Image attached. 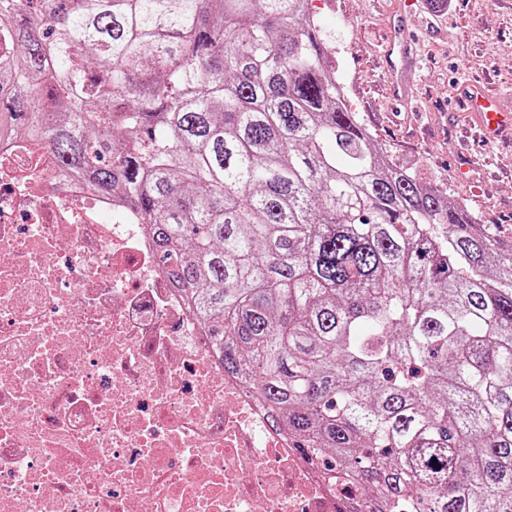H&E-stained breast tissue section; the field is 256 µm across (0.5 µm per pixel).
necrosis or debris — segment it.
Segmentation results:
<instances>
[{"label": "necrosis or debris", "mask_w": 512, "mask_h": 512, "mask_svg": "<svg viewBox=\"0 0 512 512\" xmlns=\"http://www.w3.org/2000/svg\"><path fill=\"white\" fill-rule=\"evenodd\" d=\"M225 374L134 211L0 144V512H345Z\"/></svg>", "instance_id": "obj_1"}]
</instances>
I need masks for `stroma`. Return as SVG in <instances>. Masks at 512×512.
Masks as SVG:
<instances>
[{
	"instance_id": "obj_1",
	"label": "stroma",
	"mask_w": 512,
	"mask_h": 512,
	"mask_svg": "<svg viewBox=\"0 0 512 512\" xmlns=\"http://www.w3.org/2000/svg\"><path fill=\"white\" fill-rule=\"evenodd\" d=\"M402 0H314L336 72L352 111L385 147L394 166L446 191L483 223L512 236V141L479 144L472 179L449 165L458 142L449 126L469 128L470 113L453 101L476 85L512 108V0H453L446 11L417 0L404 17L409 94L392 99L383 74L382 43Z\"/></svg>"
}]
</instances>
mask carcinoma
I'll list each match as a JSON object with an SVG mask.
<instances>
[{"instance_id": "obj_1", "label": "carcinoma", "mask_w": 512, "mask_h": 512, "mask_svg": "<svg viewBox=\"0 0 512 512\" xmlns=\"http://www.w3.org/2000/svg\"><path fill=\"white\" fill-rule=\"evenodd\" d=\"M313 0H0V140L147 224L354 512H512V239L391 165Z\"/></svg>"}]
</instances>
